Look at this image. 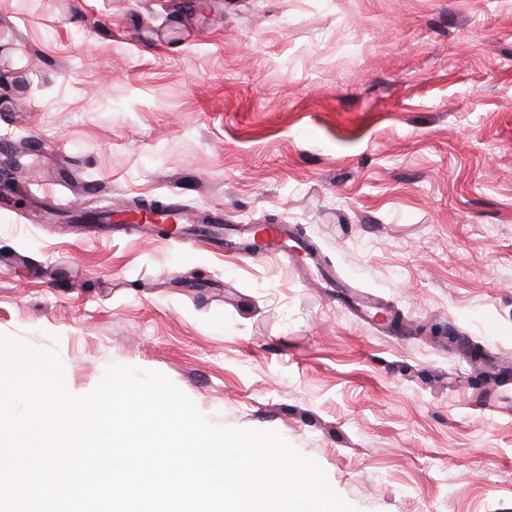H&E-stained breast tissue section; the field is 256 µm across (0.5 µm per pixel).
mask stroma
I'll use <instances>...</instances> for the list:
<instances>
[{
    "instance_id": "1",
    "label": "stroma",
    "mask_w": 512,
    "mask_h": 512,
    "mask_svg": "<svg viewBox=\"0 0 512 512\" xmlns=\"http://www.w3.org/2000/svg\"><path fill=\"white\" fill-rule=\"evenodd\" d=\"M0 333L277 431L357 512H512V0H0ZM174 201L299 260L75 217ZM58 343H51V336Z\"/></svg>"
}]
</instances>
